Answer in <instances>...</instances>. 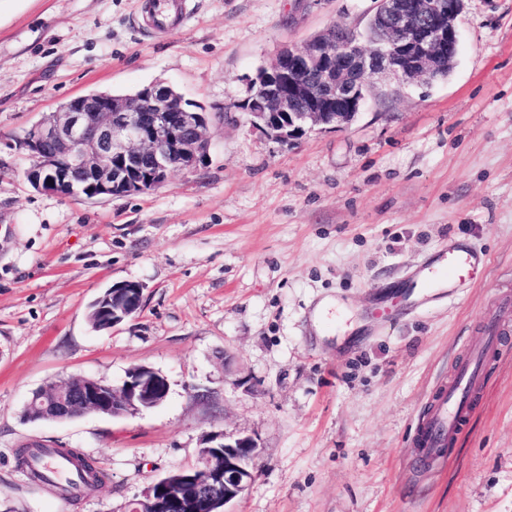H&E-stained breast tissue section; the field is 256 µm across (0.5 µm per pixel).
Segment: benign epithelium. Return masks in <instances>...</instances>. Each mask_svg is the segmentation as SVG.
Returning a JSON list of instances; mask_svg holds the SVG:
<instances>
[{
	"label": "benign epithelium",
	"mask_w": 512,
	"mask_h": 512,
	"mask_svg": "<svg viewBox=\"0 0 512 512\" xmlns=\"http://www.w3.org/2000/svg\"><path fill=\"white\" fill-rule=\"evenodd\" d=\"M463 8L464 0H377L374 47L361 48L356 36L336 26L301 46H285L249 80L238 101L241 113L252 129L287 145L315 127L348 126L364 106L366 74L430 81L435 72L454 68ZM209 123L205 110L156 81L129 95L75 97L25 129L16 144L34 160L26 179L39 192L125 197L156 191L173 171L206 164ZM105 296L115 305L113 328L140 309L143 286L126 282ZM167 393L163 375L138 365L118 386L91 378L51 382L32 395L26 415L56 422L90 411L115 417L154 407ZM256 455L249 436L207 432L195 466L160 478L125 512H228L256 478Z\"/></svg>",
	"instance_id": "benign-epithelium-1"
}]
</instances>
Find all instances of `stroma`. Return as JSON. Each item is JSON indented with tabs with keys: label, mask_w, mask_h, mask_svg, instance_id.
Wrapping results in <instances>:
<instances>
[{
	"label": "stroma",
	"mask_w": 512,
	"mask_h": 512,
	"mask_svg": "<svg viewBox=\"0 0 512 512\" xmlns=\"http://www.w3.org/2000/svg\"><path fill=\"white\" fill-rule=\"evenodd\" d=\"M146 32L137 0H0V512H124L221 430L259 446L232 512H512V0H465L433 84L366 78L348 127L284 145L231 105L284 45L364 34L373 0H188ZM162 81L212 114L209 160L157 191L33 189L15 139L68 100ZM459 244L486 264L444 294L402 282ZM140 311L95 331L112 284ZM164 375L158 406L29 421L52 381ZM479 394L451 446L417 436L463 366ZM25 444L101 473L78 500L30 481Z\"/></svg>",
	"instance_id": "obj_1"
}]
</instances>
